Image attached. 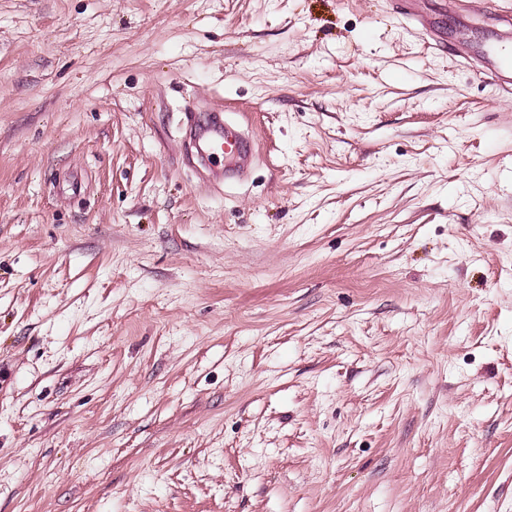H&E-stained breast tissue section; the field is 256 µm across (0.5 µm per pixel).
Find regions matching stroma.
<instances>
[{"mask_svg": "<svg viewBox=\"0 0 512 512\" xmlns=\"http://www.w3.org/2000/svg\"><path fill=\"white\" fill-rule=\"evenodd\" d=\"M402 2L0 0V512H512V0ZM458 57L472 60L476 67V72L486 79L504 83L510 86L509 93L512 94V48L510 52L501 42L491 41L486 43L477 58L469 56L468 52ZM195 142L203 164L224 159V168L211 169L216 180L242 177L252 163L249 137L238 126L224 122L220 112H211L207 123L194 128Z\"/></svg>", "mask_w": 512, "mask_h": 512, "instance_id": "35a3bbf8", "label": "stroma"}]
</instances>
